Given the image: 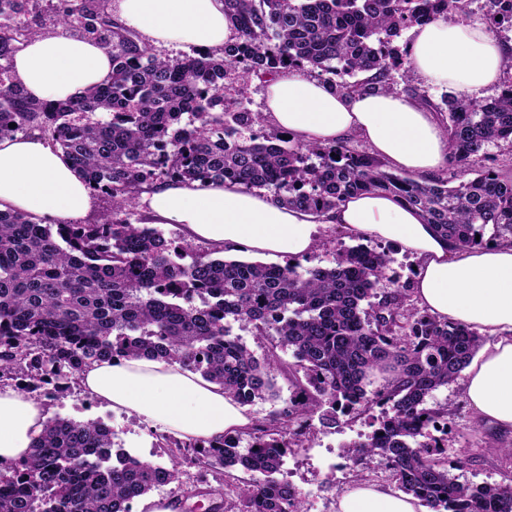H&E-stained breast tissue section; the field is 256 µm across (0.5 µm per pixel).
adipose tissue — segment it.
I'll list each match as a JSON object with an SVG mask.
<instances>
[{
    "label": "adipose tissue",
    "mask_w": 512,
    "mask_h": 512,
    "mask_svg": "<svg viewBox=\"0 0 512 512\" xmlns=\"http://www.w3.org/2000/svg\"><path fill=\"white\" fill-rule=\"evenodd\" d=\"M115 20L149 45L222 48L237 31L223 0H116ZM407 59L424 87L480 97L499 86L512 42L471 18L414 27ZM11 77L34 101L73 99L112 77L103 45L39 33L17 44ZM263 114L302 143H366L397 170L418 178L448 166L441 117L415 96L395 92L346 94L307 71L283 68L265 84ZM145 224H176L191 242L243 249L258 256L297 257L319 241L327 223L353 238L381 240L420 261L413 296L437 320L487 335L469 364L466 399L480 420L512 431V243L459 248L399 197L366 193L324 218L273 201L263 188L235 182L167 181L142 194ZM17 210L44 224H76L94 209L92 190L65 155L37 134L0 138V210ZM80 387L117 412L152 429L218 444L225 433L251 426L248 408L217 384L176 363L116 357L85 367ZM48 412L41 401L0 387V474L28 455ZM336 512H427L420 500L372 482H358L337 499Z\"/></svg>",
    "instance_id": "obj_1"
}]
</instances>
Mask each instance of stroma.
I'll list each match as a JSON object with an SVG mask.
<instances>
[{
	"instance_id": "35a3bbf8",
	"label": "stroma",
	"mask_w": 512,
	"mask_h": 512,
	"mask_svg": "<svg viewBox=\"0 0 512 512\" xmlns=\"http://www.w3.org/2000/svg\"><path fill=\"white\" fill-rule=\"evenodd\" d=\"M465 385V377H458L427 400L428 406L448 407L447 423L439 424L435 431L443 444L442 459L451 468L465 449L482 447V454L471 459L465 469V480L476 484L502 482L512 476V461L501 458L499 451L512 448V435L495 431L477 417L465 400ZM40 399L50 415L106 424L112 431L114 448L131 449L133 456L145 461H170L157 431L135 417L112 411L77 384L46 385L40 390ZM379 415V410L374 409L355 419L339 417L333 427H316L308 447L289 448L279 476L304 493L306 512H336L338 497L360 478L396 489L397 483L384 460L374 459L359 475L340 453L342 443L370 433L373 420Z\"/></svg>"
}]
</instances>
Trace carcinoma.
<instances>
[{
    "mask_svg": "<svg viewBox=\"0 0 512 512\" xmlns=\"http://www.w3.org/2000/svg\"><path fill=\"white\" fill-rule=\"evenodd\" d=\"M473 2L224 0L236 41L219 53L194 49L174 58L156 55L115 21L109 0H0V138L33 128L50 134L88 186L111 202L90 224H41L0 210V381L75 383L95 361L144 358L178 362L251 405L275 395L270 369L279 363L275 350L287 348L302 376L261 427L226 434L208 448L163 436L172 456L190 450L201 468L252 475L234 490L182 491L187 512L198 497L211 512H227L233 492L238 512H304L302 493L274 477L290 435L314 416L329 427L340 413L360 416L375 405L383 408L377 426L345 444L362 462L358 470L382 458L398 489L428 512H512V478L478 485L448 472L431 431L448 419V407L426 406L486 337L410 309L411 289L385 281L391 250L343 247L332 265L307 270L219 259L216 248L185 264L179 251L191 244L177 247L154 227L118 218L157 183L229 180L317 215L364 192L393 194L460 247L511 241L512 175L482 161L492 145L512 147V59L490 100L460 95L439 105L425 88H405L446 119L448 167L431 179L416 180L348 141L306 144L275 129L246 136L264 115L232 97L247 78L307 65L339 78L336 87L348 94L393 92L394 73L409 81L405 52L393 45L405 29L480 12L495 36L509 40L512 9L501 0ZM49 20L110 50V84L43 103L9 82L14 44ZM235 323L269 342L270 354L258 358L233 334ZM378 373L384 384L370 393ZM178 482L177 466L113 449L103 424L52 417L28 458L0 475V512H131L133 501Z\"/></svg>",
    "mask_w": 512,
    "mask_h": 512,
    "instance_id": "cac0c4a2",
    "label": "carcinoma"
}]
</instances>
